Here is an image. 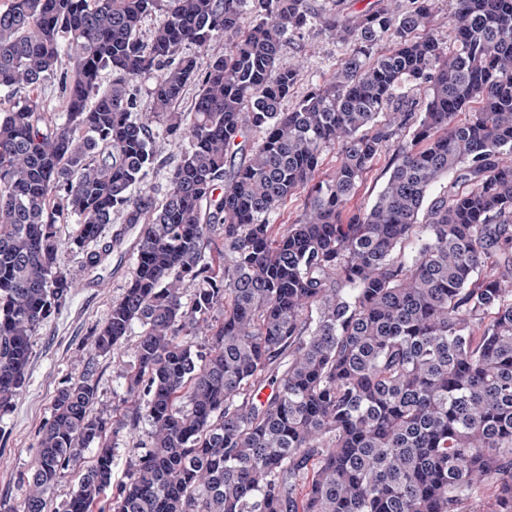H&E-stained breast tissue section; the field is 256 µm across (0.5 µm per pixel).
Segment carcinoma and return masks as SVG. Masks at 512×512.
<instances>
[{"label":"carcinoma","instance_id":"carcinoma-1","mask_svg":"<svg viewBox=\"0 0 512 512\" xmlns=\"http://www.w3.org/2000/svg\"><path fill=\"white\" fill-rule=\"evenodd\" d=\"M406 2L321 16L352 50L291 110L302 60L280 55L309 0L0 8V88L25 92L0 113V412L75 287L57 225H75L87 287L133 260L94 354L137 337L121 413L91 415V361L58 391L21 512H46L90 446L64 512H512V0H456L449 57L429 0ZM49 81L66 111L35 95ZM159 121L181 147L161 198ZM388 150L376 200L345 217ZM297 193L300 219L270 223ZM142 422L114 483V439ZM83 456V467L81 469L69 467L68 470L65 471V474H62L58 479L47 512H55L58 510L62 512V504L69 500L72 493L77 490L81 475L84 473L85 469L93 463L95 449H86Z\"/></svg>","mask_w":512,"mask_h":512}]
</instances>
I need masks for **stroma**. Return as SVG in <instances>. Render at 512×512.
I'll list each match as a JSON object with an SVG mask.
<instances>
[{
	"mask_svg": "<svg viewBox=\"0 0 512 512\" xmlns=\"http://www.w3.org/2000/svg\"><path fill=\"white\" fill-rule=\"evenodd\" d=\"M347 49L320 22L295 33L282 49L283 61L302 58L303 70L290 97L298 102L311 87L328 80ZM125 274L103 288H76L33 340L27 384L9 412L0 416V504L19 512L25 496L24 478L37 453V435L50 418L58 389L79 375L88 359L97 363L98 402L95 414H108L118 404L121 373L133 359L135 338H128L116 356L92 357L91 333L107 318L114 299L126 285Z\"/></svg>",
	"mask_w": 512,
	"mask_h": 512,
	"instance_id": "35a3bbf8",
	"label": "stroma"
}]
</instances>
